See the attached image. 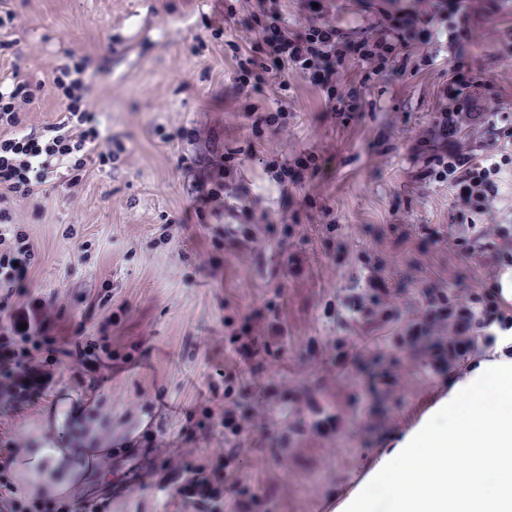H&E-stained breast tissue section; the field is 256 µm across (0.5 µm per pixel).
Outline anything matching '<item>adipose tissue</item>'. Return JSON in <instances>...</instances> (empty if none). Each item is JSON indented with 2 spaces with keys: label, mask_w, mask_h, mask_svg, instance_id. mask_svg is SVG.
<instances>
[{
  "label": "adipose tissue",
  "mask_w": 512,
  "mask_h": 512,
  "mask_svg": "<svg viewBox=\"0 0 512 512\" xmlns=\"http://www.w3.org/2000/svg\"><path fill=\"white\" fill-rule=\"evenodd\" d=\"M81 454L77 448H25L21 455L28 459L25 476L34 492L55 494L75 475L73 465Z\"/></svg>",
  "instance_id": "1"
}]
</instances>
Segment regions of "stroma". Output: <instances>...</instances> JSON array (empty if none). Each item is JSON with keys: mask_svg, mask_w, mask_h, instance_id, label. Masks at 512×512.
Listing matches in <instances>:
<instances>
[{"mask_svg": "<svg viewBox=\"0 0 512 512\" xmlns=\"http://www.w3.org/2000/svg\"><path fill=\"white\" fill-rule=\"evenodd\" d=\"M256 0H241L238 15L224 17V0H8L17 14L14 28L0 31L11 49L0 52V80L13 72L42 83L25 114L27 126L55 122L63 108L52 79L69 54L85 58L88 98L102 135L124 143L112 168H89L75 199L57 197L44 218L31 205L15 209L35 259L13 285L10 305L36 297L63 309L51 353L54 382L48 388L0 407V448H65L67 426L58 416L83 411L95 448H124L101 469L100 478L82 472L67 487L77 496L108 492L112 512H195L159 491L160 472L149 461L158 449L177 461L197 462L223 448L219 427L204 432L195 408L211 402L224 409L211 386L224 383V318L240 316L275 301L288 326L284 354L257 373L282 394L307 388L320 406L342 407L346 417L372 409L379 427L360 437L346 425L329 439L291 442L286 455L271 450L270 438L245 446L242 484L260 494L257 512H316L330 494L372 460L387 463L414 435L405 425L420 395L443 384L424 362L386 349L392 324L360 332L355 343L380 352L367 370L401 375L404 390L383 400L358 390L356 403L337 395L336 383L320 359L306 360L309 337L326 341L351 335L326 320L323 308L359 275L357 254L381 255L384 277L403 311L425 302L430 291L477 287L478 260L448 250L454 195L447 182L422 178L428 137L445 104L442 90L452 76L447 55L430 64L409 62L404 76H389L365 90L362 115L328 111L320 91L299 75L268 74L262 99L274 98L287 82L291 117L284 131L267 134L241 170L262 224L298 220L294 244L276 240L250 254L216 251L220 224L198 223L187 189L193 172L181 155L224 153L245 144L250 121L240 107L236 61L239 41ZM470 39L462 60L473 90L497 100L502 123L512 125V0H469ZM223 25L224 36L196 48L203 18ZM172 134L166 143L156 127ZM201 131L196 143L178 141L182 128ZM315 154L319 169L299 185L285 187L264 170L269 158ZM383 155L387 167L373 168ZM336 221V232L327 224ZM126 306L120 321L112 312ZM108 337L120 358L112 378L95 386L64 348L81 335Z\"/></svg>", "mask_w": 512, "mask_h": 512, "instance_id": "1", "label": "stroma"}]
</instances>
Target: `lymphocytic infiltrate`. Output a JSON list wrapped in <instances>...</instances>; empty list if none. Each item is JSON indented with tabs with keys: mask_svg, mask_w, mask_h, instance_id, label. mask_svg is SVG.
Here are the masks:
<instances>
[{
	"mask_svg": "<svg viewBox=\"0 0 512 512\" xmlns=\"http://www.w3.org/2000/svg\"><path fill=\"white\" fill-rule=\"evenodd\" d=\"M467 0H433L430 12H401L398 21L373 39L354 40L337 27L340 0H316L309 8L301 31L292 33L283 18V0H257L247 18L248 49L237 54L235 83L242 94L258 87L263 74L295 72L321 91L331 109L355 114L363 108L359 85H343L350 63L364 66V80L401 73L398 58L414 57L419 45L446 41L449 55H456L467 30L464 26ZM444 89L447 106L439 112L430 133L432 150L427 175L447 180L454 191L456 207L450 215L455 226L449 248L479 257L488 271L475 289H451L427 297L425 307L410 318L386 288L383 267L361 255L363 275L337 293L325 306L326 315L342 323L391 322L406 324L395 344L414 359L429 360L442 369H476L484 362L512 361V309L498 290L512 285V224L477 225L476 220L498 209L503 201L502 172L512 163V128L499 124L496 109L484 106L472 93L461 65ZM53 86L63 102L60 119L39 129L26 127L23 114L35 94L29 80L13 74L0 82V287H12L27 273L34 260L27 234L15 225V205L32 202L36 215H43L50 190L62 189L67 198L80 191L89 166L106 168L119 160L123 143L102 137L88 100L85 62L60 66ZM481 131L477 140H463L464 131ZM247 151L228 150L220 157H192L200 171L190 187L198 223L219 218L225 194L247 196L238 173ZM242 222L228 225L224 233L234 247L249 250L273 238L287 245L296 234L292 224H259L251 206L241 210ZM52 313L40 299L11 312L0 325V396L10 398L44 388L52 380L42 353L53 338ZM286 334L274 303L263 311L236 319H224V349L231 366L224 371V453L208 463L176 462L162 458L158 465L162 490L178 496L199 512H257L258 494L243 487L240 479L243 443L262 432L263 418L243 410L239 396L240 372L259 355L272 358L282 353ZM298 405L313 417L284 429L276 438L278 451H285L292 437L325 438L337 432L342 413L324 412L309 391L294 394ZM108 496L74 499L61 494L27 496L18 493L7 467H0V512H111Z\"/></svg>",
	"mask_w": 512,
	"mask_h": 512,
	"instance_id": "1",
	"label": "lymphocytic infiltrate"
}]
</instances>
